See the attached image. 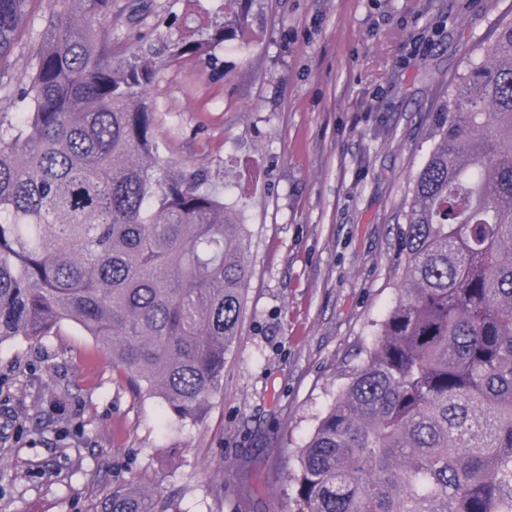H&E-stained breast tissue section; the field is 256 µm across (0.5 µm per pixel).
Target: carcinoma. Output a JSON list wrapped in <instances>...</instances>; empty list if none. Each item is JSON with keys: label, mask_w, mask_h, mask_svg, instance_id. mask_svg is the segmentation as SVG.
Segmentation results:
<instances>
[{"label": "carcinoma", "mask_w": 512, "mask_h": 512, "mask_svg": "<svg viewBox=\"0 0 512 512\" xmlns=\"http://www.w3.org/2000/svg\"><path fill=\"white\" fill-rule=\"evenodd\" d=\"M0 0V344L75 322L133 388L200 421L239 334L250 239L112 56V0ZM249 26L240 7L178 61ZM400 228L401 297L297 453L295 512H512V11L448 82ZM100 512H156L134 483Z\"/></svg>", "instance_id": "obj_1"}]
</instances>
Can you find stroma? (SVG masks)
<instances>
[{"mask_svg":"<svg viewBox=\"0 0 512 512\" xmlns=\"http://www.w3.org/2000/svg\"><path fill=\"white\" fill-rule=\"evenodd\" d=\"M112 0V50L233 0ZM215 58L143 94L165 155L209 168L250 236L240 334L202 421L165 427L77 324L0 345V512H97L128 482L177 512H292L297 452L401 294L397 229L444 87L512 0H247Z\"/></svg>","mask_w":512,"mask_h":512,"instance_id":"obj_1","label":"stroma"}]
</instances>
